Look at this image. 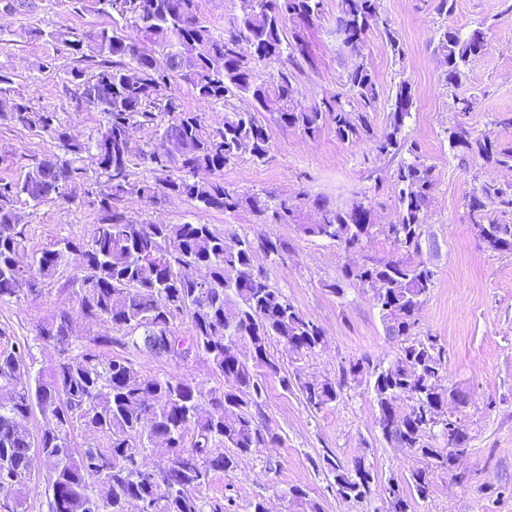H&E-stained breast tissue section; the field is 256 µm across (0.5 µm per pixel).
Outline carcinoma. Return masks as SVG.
<instances>
[{
	"mask_svg": "<svg viewBox=\"0 0 512 512\" xmlns=\"http://www.w3.org/2000/svg\"><path fill=\"white\" fill-rule=\"evenodd\" d=\"M95 2L112 16V27L94 32L87 43H71L76 52L89 50L87 59L95 66L89 75L84 69L70 72L75 99L106 116L94 141L99 215L87 232L29 247L14 204L39 206L68 201L80 191L92 194L91 177L81 165L89 146L69 136L58 113L37 111L22 97L0 99V118L51 134L64 149L62 155L32 160L22 179L0 180V302L41 298L76 247L81 276L60 292L102 326L73 351V307L61 301L33 325L35 337L57 350L55 362L35 370L26 345L0 350V512H24L35 457L46 470L48 512H126L134 501L148 504V512H231L224 500L209 501L205 492L216 474L277 440L260 421L270 378L287 392L298 391L315 412L335 403L350 382L363 384L379 410L385 440L414 449L436 469L450 468L456 453L466 452L469 436L462 429L450 446L432 445L448 431V419L437 418L447 393L442 388L445 348L436 336L414 333L416 315L435 280V271L419 258L435 175L418 148L403 138L416 104L412 86L403 81L396 87L387 129L379 136L370 118L380 90L364 61L347 74L356 109L339 95L301 108L292 73L281 69L263 77L262 67L284 55L314 63L306 39L287 36L286 25L311 27L322 0H240L239 14L220 33L200 18V0ZM378 14V0H339L336 34L355 50ZM127 28L134 35H125ZM485 44L480 28L440 34L435 51L446 62L449 85L459 84ZM156 47L163 52L160 60ZM181 82L201 101L238 97L248 107L232 108L221 125L208 128L201 113L182 108L173 92ZM264 112L310 137L330 124L340 141L366 142L380 156L408 154L394 174L397 221L385 230L395 255L343 270L344 278L370 288L388 335L402 341L397 360L387 367L362 356L339 367L332 379H303L298 363L322 345L324 331L254 264L259 253L277 261L288 251L287 241L245 235L228 245L213 224H148L122 207L130 196L156 204L176 195L204 212L246 209L261 224L296 223L297 207L286 200L268 192L240 194L222 180L200 177L245 154L265 160L270 136L259 118ZM162 113L169 120L159 131L176 154L157 161L151 142L135 153L129 150L134 132L157 124ZM448 143L462 162L479 158L512 168V142L474 137L461 122L448 128ZM135 158L166 178H133ZM316 206L319 220L298 225L303 235L334 241L347 252L363 250L374 237L368 198L346 208L319 198ZM465 206L469 223L485 229L484 247L512 254V224L492 218L494 212L512 214V183L480 181ZM192 265L206 270L207 283L181 275V268ZM178 320L189 322L187 332L177 329ZM274 341L282 345L279 356L271 353ZM114 347H143L174 361L201 358L221 383L205 390L185 377H146L129 358L103 354ZM403 398L410 404L400 411L397 401ZM36 414L52 427L32 432L27 423ZM78 431L93 439L75 444ZM157 442L169 444V455L151 466L147 453ZM323 461L342 499H367L375 475L364 460L347 468L327 456ZM394 485L396 512H409L407 493L428 497L430 471L414 470L405 484Z\"/></svg>",
	"mask_w": 512,
	"mask_h": 512,
	"instance_id": "cac0c4a2",
	"label": "carcinoma"
}]
</instances>
